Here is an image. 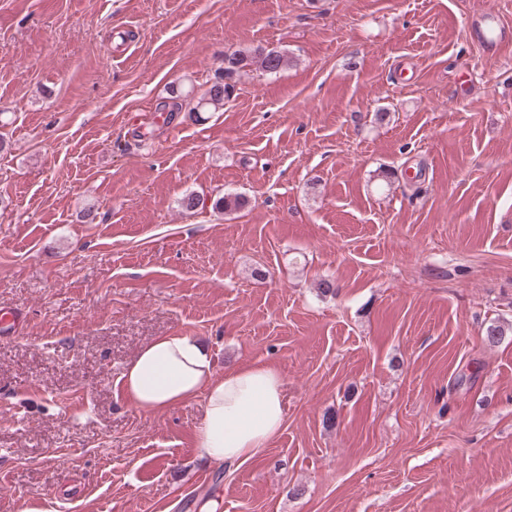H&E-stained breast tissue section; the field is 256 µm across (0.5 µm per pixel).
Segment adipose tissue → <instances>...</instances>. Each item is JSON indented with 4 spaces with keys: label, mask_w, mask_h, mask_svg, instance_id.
Returning <instances> with one entry per match:
<instances>
[{
    "label": "adipose tissue",
    "mask_w": 512,
    "mask_h": 512,
    "mask_svg": "<svg viewBox=\"0 0 512 512\" xmlns=\"http://www.w3.org/2000/svg\"><path fill=\"white\" fill-rule=\"evenodd\" d=\"M121 382L127 399L146 412L202 399L195 453L217 465L240 464L257 455L279 433L285 419L278 371L254 364L216 375L207 349L180 333L145 344L124 369Z\"/></svg>",
    "instance_id": "1"
}]
</instances>
